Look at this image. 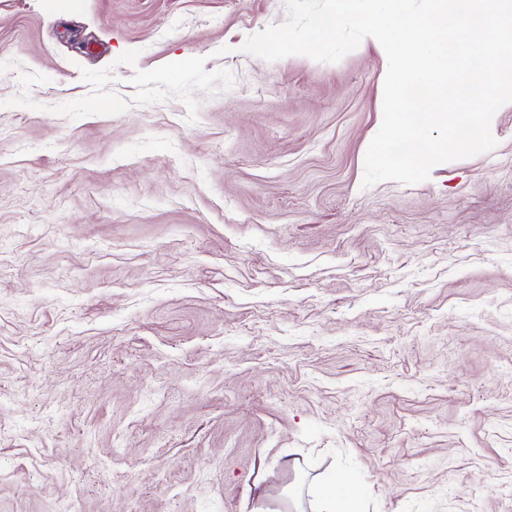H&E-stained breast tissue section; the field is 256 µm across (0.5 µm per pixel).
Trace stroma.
<instances>
[{
  "label": "stroma",
  "instance_id": "1",
  "mask_svg": "<svg viewBox=\"0 0 512 512\" xmlns=\"http://www.w3.org/2000/svg\"><path fill=\"white\" fill-rule=\"evenodd\" d=\"M284 0H0V512H512V105L364 186L387 57ZM351 478L343 472H334L315 488L318 512H357L354 510V493L347 492Z\"/></svg>",
  "mask_w": 512,
  "mask_h": 512
}]
</instances>
